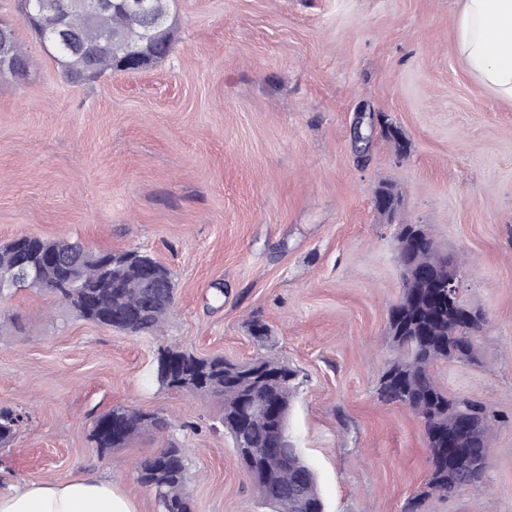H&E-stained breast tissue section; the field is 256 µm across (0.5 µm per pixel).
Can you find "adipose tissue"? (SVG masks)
<instances>
[{
    "label": "adipose tissue",
    "mask_w": 512,
    "mask_h": 512,
    "mask_svg": "<svg viewBox=\"0 0 512 512\" xmlns=\"http://www.w3.org/2000/svg\"><path fill=\"white\" fill-rule=\"evenodd\" d=\"M455 47L471 78L512 102V0H460ZM0 512H138L106 474L85 470L56 482L0 480Z\"/></svg>",
    "instance_id": "ef3b65f1"
}]
</instances>
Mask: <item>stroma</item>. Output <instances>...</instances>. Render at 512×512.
<instances>
[{"label": "stroma", "mask_w": 512, "mask_h": 512, "mask_svg": "<svg viewBox=\"0 0 512 512\" xmlns=\"http://www.w3.org/2000/svg\"><path fill=\"white\" fill-rule=\"evenodd\" d=\"M459 0H178L169 56L76 84L29 41L24 79L0 78V245L20 234L139 249L172 270L176 309L155 335L86 322L52 294L0 300V408L24 415L0 472L58 481L112 475L158 512L135 465L151 432L98 457L95 415L122 406L177 428L194 512H265L216 416L221 402L159 385V348L297 370L288 431L325 512H401L428 472L407 408L378 400L402 291L401 223L458 257L487 316L474 363L439 364L449 394L494 412L483 481L426 512H512V102L457 56ZM368 107L398 127V156L352 128ZM403 194L396 223L375 209ZM262 319L268 338L251 329ZM375 208L388 221H393L402 205V192L391 184L382 183L374 191Z\"/></svg>", "instance_id": "obj_1"}]
</instances>
